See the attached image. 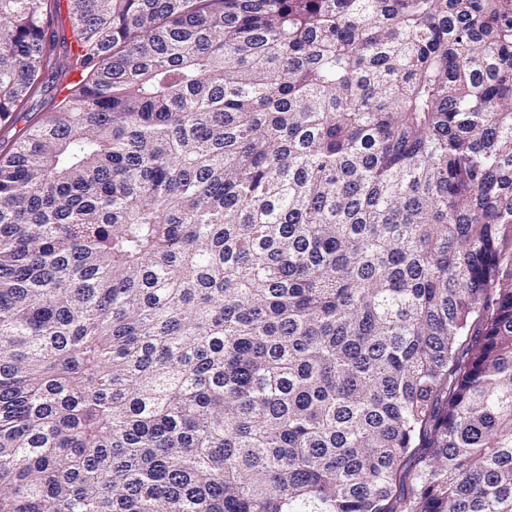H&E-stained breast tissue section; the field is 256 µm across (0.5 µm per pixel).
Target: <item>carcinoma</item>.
I'll return each instance as SVG.
<instances>
[{"label": "carcinoma", "mask_w": 512, "mask_h": 512, "mask_svg": "<svg viewBox=\"0 0 512 512\" xmlns=\"http://www.w3.org/2000/svg\"><path fill=\"white\" fill-rule=\"evenodd\" d=\"M0 0V512H512V0ZM45 86V88L40 89L21 107L18 111L21 112V115H18L14 122L8 124L0 123V154L8 152L12 143L24 135L29 123H27L26 118H22L23 113L29 112L33 119L40 113L47 111L49 107L48 102L50 97L56 92V87H51V82H46Z\"/></svg>", "instance_id": "obj_1"}]
</instances>
